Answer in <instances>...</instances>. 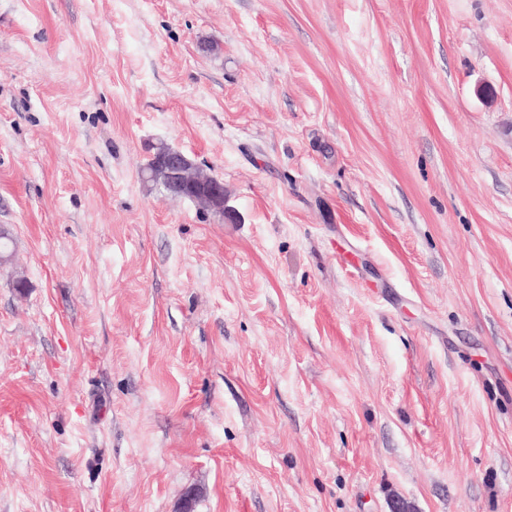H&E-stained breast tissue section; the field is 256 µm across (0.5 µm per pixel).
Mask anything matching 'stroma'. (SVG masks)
<instances>
[{"label":"stroma","mask_w":512,"mask_h":512,"mask_svg":"<svg viewBox=\"0 0 512 512\" xmlns=\"http://www.w3.org/2000/svg\"><path fill=\"white\" fill-rule=\"evenodd\" d=\"M0 224V512H512V0H0ZM163 178V190L171 197L188 198L195 204L202 202L206 212L222 222L236 223V211L226 205L224 183L213 175H205L201 166L180 150L164 151L156 159ZM193 167V168H192Z\"/></svg>","instance_id":"stroma-1"}]
</instances>
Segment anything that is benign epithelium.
<instances>
[{"mask_svg": "<svg viewBox=\"0 0 512 512\" xmlns=\"http://www.w3.org/2000/svg\"><path fill=\"white\" fill-rule=\"evenodd\" d=\"M163 178V190L171 197L201 202L206 212L221 221L235 223L239 216L226 205L224 183L213 175L198 171L199 164L180 150L164 151L156 159Z\"/></svg>", "mask_w": 512, "mask_h": 512, "instance_id": "obj_1", "label": "benign epithelium"}]
</instances>
